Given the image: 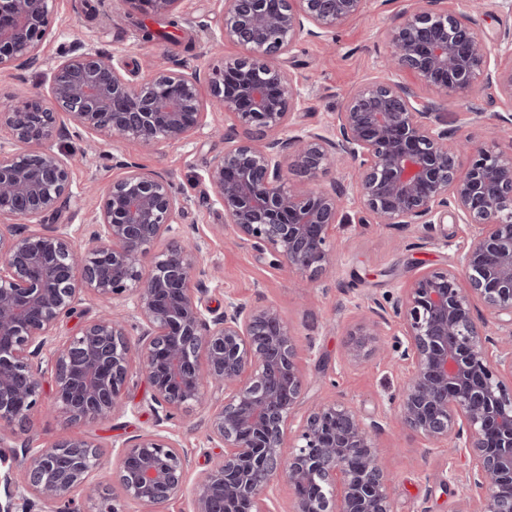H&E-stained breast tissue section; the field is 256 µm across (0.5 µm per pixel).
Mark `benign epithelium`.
Masks as SVG:
<instances>
[{"instance_id": "7a95c632", "label": "benign epithelium", "mask_w": 512, "mask_h": 512, "mask_svg": "<svg viewBox=\"0 0 512 512\" xmlns=\"http://www.w3.org/2000/svg\"><path fill=\"white\" fill-rule=\"evenodd\" d=\"M54 2L0 0V70L40 63ZM123 2L167 14L178 0ZM368 2L225 0L213 38L246 53L211 69L207 98L195 69L146 60L130 70L121 52L76 41L50 68L46 92L0 108V445L42 397L35 358L51 345L53 397L70 425L124 412L135 374L170 414L210 388L224 392L205 421L221 452L192 491V512H275L281 481L293 512H393L378 450L385 418L336 400L297 417L306 376L287 323L269 305L205 302L201 247L175 239L187 200L168 177L121 162L122 176L83 188L99 199L85 239L54 223L76 192L70 153L49 145L53 137L155 147L222 112L245 137L224 135V153L205 169L207 199L224 208L236 243L279 269L312 278L335 265L329 239L349 190L313 182L339 159L354 164V191L377 223L430 233L451 212L469 227L448 267L418 275L392 305V350L411 366L396 420L428 447L468 458L447 481L471 495V512H512V148L455 139L440 104L416 89L453 98L494 86L512 106V30L490 41L445 0H408L385 34L384 75L347 94L334 129L294 123L308 89L278 58L305 38H334ZM166 235L174 239L154 251ZM85 294L102 310L57 339ZM475 299L487 317L474 316ZM386 323L384 307L370 310L349 333L346 360L369 359ZM14 460L16 470L0 475V512H28L34 498L63 512H120L115 498L87 494L108 463L90 438L67 435ZM112 468L121 497L146 512L184 492L186 456L168 431L129 441Z\"/></svg>"}]
</instances>
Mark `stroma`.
<instances>
[{
  "mask_svg": "<svg viewBox=\"0 0 512 512\" xmlns=\"http://www.w3.org/2000/svg\"><path fill=\"white\" fill-rule=\"evenodd\" d=\"M479 6L485 34L498 38L512 28V14L501 0H448L452 11ZM406 6L405 0H370L366 12L340 27L334 42L304 39L281 63L293 76L309 80L311 87L298 123L327 129L340 111L346 93L374 75L387 51L385 32L395 25ZM222 0H179L171 18L178 22L165 40L142 41L138 23L157 29L167 19L153 15L129 16L122 0H56L53 13L54 39L45 49L43 62L25 69L0 71V106H8L43 90V72L58 59L70 42L84 40L109 49L128 48V60L143 57L160 65L175 63L205 70L222 60L240 55L233 45H215L211 32L217 29ZM426 98L444 101L442 93L429 90ZM448 127L457 135L476 142L497 138L501 145L512 143V124L503 122L507 108L494 89L475 88L452 101H444ZM54 146L70 150L74 187L95 182L104 184L121 174L113 157L135 162L144 170L170 178L189 199L180 228L185 237L202 248L205 265L217 275L206 299L210 306L223 307L231 296L247 305L270 304L282 314L295 336L307 372L305 399L322 397L349 402L372 416L390 418L401 395L405 370L401 365L375 359L354 364L344 358L348 333L373 302L391 306L401 288L427 269L446 267L453 244L462 242L468 227L454 216H443L432 238L419 227L399 228L363 221L358 199L349 198V221L336 227L331 247L337 266L316 278L309 298H301L293 287L294 277L259 259L244 245L231 247L233 235L220 206L205 198L204 166L224 150V118L217 115L199 134L157 147L136 141L104 146L98 152H83L78 141L53 138ZM223 394L211 395L207 405H192L168 416L151 401L144 378L131 381L123 414L105 421H89L76 429L91 436L104 453L118 452L126 442L147 431H171L188 456L187 484L195 486L211 466L207 455L205 419L211 408L220 406ZM69 428L55 407L52 393L30 413L23 430L10 439L13 449L41 448ZM379 452L392 471L391 496L395 512H465L466 496L454 483H446L448 470H464L462 458H449L440 448L425 450L411 431L393 423L379 442Z\"/></svg>",
  "mask_w": 512,
  "mask_h": 512,
  "instance_id": "stroma-1",
  "label": "stroma"
}]
</instances>
